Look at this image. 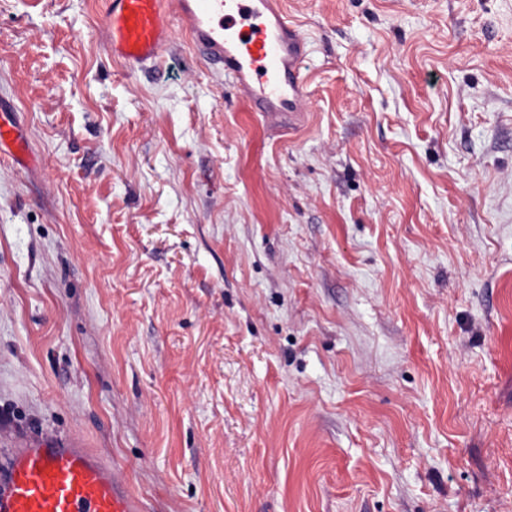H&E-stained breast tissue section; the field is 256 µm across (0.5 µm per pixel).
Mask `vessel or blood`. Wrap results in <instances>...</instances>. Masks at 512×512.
Instances as JSON below:
<instances>
[{
    "label": "vessel or blood",
    "instance_id": "b4317fda",
    "mask_svg": "<svg viewBox=\"0 0 512 512\" xmlns=\"http://www.w3.org/2000/svg\"><path fill=\"white\" fill-rule=\"evenodd\" d=\"M113 60L154 65L184 31L217 77H228L252 111L301 118L306 41L280 0H106ZM0 155L27 164L30 150L13 113H0ZM0 512H145L115 464L76 436L16 441L0 470Z\"/></svg>",
    "mask_w": 512,
    "mask_h": 512
}]
</instances>
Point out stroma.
<instances>
[{
  "mask_svg": "<svg viewBox=\"0 0 512 512\" xmlns=\"http://www.w3.org/2000/svg\"><path fill=\"white\" fill-rule=\"evenodd\" d=\"M297 126L105 0H0V446L147 512H512V0H282ZM0 155H7L17 165L27 164L30 150L21 125L15 121L14 112H7L0 102Z\"/></svg>",
  "mask_w": 512,
  "mask_h": 512,
  "instance_id": "stroma-1",
  "label": "stroma"
}]
</instances>
